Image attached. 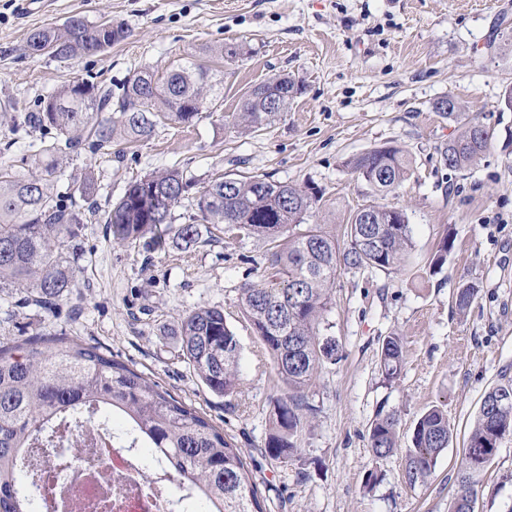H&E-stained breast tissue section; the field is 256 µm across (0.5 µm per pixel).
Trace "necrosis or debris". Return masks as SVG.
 I'll return each instance as SVG.
<instances>
[{
    "label": "necrosis or debris",
    "mask_w": 512,
    "mask_h": 512,
    "mask_svg": "<svg viewBox=\"0 0 512 512\" xmlns=\"http://www.w3.org/2000/svg\"><path fill=\"white\" fill-rule=\"evenodd\" d=\"M79 456L61 448H31L22 466L36 512H176L175 475L158 464L145 477L133 449L112 444L108 425L80 421Z\"/></svg>",
    "instance_id": "obj_1"
}]
</instances>
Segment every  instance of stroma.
Masks as SVG:
<instances>
[{
	"label": "stroma",
	"mask_w": 512,
	"mask_h": 512,
	"mask_svg": "<svg viewBox=\"0 0 512 512\" xmlns=\"http://www.w3.org/2000/svg\"><path fill=\"white\" fill-rule=\"evenodd\" d=\"M75 14L123 20L130 35L77 60L28 54L32 29ZM498 28L512 33V0H42L28 14L17 0H0V104L15 112L34 109L65 81L123 84L143 64L162 73L192 62L223 81L222 119L160 124L139 143L69 162L75 177L93 168L101 211L131 181L170 167L200 187L222 173L265 175L316 191L317 221L338 235L371 199L348 158L393 143L414 160L412 177L386 199L405 211L412 249L396 271L337 273L324 323L336 358L307 391L313 412L288 462L262 452L275 374L237 305L238 288L268 264L265 238H225L189 252L170 241L120 247L106 224H85L75 242L77 286L56 311L18 305V290L0 288V344L62 330L134 365L242 448L266 512H448L482 397L512 382V111L501 102L512 85V42L489 48ZM221 46L235 48L236 58L212 56ZM282 74L298 87L287 111L258 132H241V97ZM446 96L495 134L462 170L441 157L459 130L433 108ZM448 235L446 262L429 273L425 262ZM465 282L479 294L462 313L455 296ZM200 305L223 308L240 338L242 395L213 393L181 357L179 319ZM395 335L405 360L390 382L379 349ZM434 406L453 435L433 476L412 485L404 448ZM380 414L396 418L401 448L376 460L369 428ZM371 471L378 480L370 485ZM476 510L512 512L511 435L480 479Z\"/></svg>",
	"instance_id": "1"
}]
</instances>
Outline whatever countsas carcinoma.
<instances>
[{
  "label": "carcinoma",
  "mask_w": 512,
  "mask_h": 512,
  "mask_svg": "<svg viewBox=\"0 0 512 512\" xmlns=\"http://www.w3.org/2000/svg\"><path fill=\"white\" fill-rule=\"evenodd\" d=\"M129 35L121 20L90 22L72 16L61 25L33 29L26 51L59 59L93 56ZM298 88L288 76L273 77L242 96L238 122L256 131L282 108ZM221 81L203 66L177 64L158 75L148 66L132 72L116 94L103 82H65L44 97L35 111L14 118L15 128L40 131L29 148L41 171H25L27 158L0 166V288L34 293L35 302L50 305L74 286V269L64 257L69 242L83 229L81 212L53 192L65 173L64 159L95 154L112 147L116 135L139 140L151 135L164 119L193 125L203 114L221 107ZM120 113V122L112 113ZM443 150L448 167L465 169L485 153L494 132L469 119ZM372 194L388 196L412 175V162L397 146L386 144L345 162ZM225 176L209 181L195 199L185 222L175 224L172 210L192 186L176 168L149 174L127 185L104 214L112 244H133L146 235L156 241L170 237L184 251L224 236H261L273 243L269 265L258 282L238 289L242 314L273 361L283 393L273 402L272 430L266 443L269 457L284 462L299 451L298 440L313 408L306 391L323 363L336 355V342L321 335L320 325L331 304L330 288L338 269H399L412 248L411 227L403 210L368 204L372 223L346 224L344 242L307 223L318 197L257 176L233 177L234 192L224 195ZM98 190L93 171L84 173L74 192L85 200ZM479 288H458L456 306L466 311ZM184 361L211 391L240 393L242 346L224 309L198 306L180 322ZM404 361V342L389 336L380 348L388 381L396 380ZM512 385H498L483 397L460 462V480L449 512H467L464 501L476 498L485 470L471 454L477 447L494 449L512 433V399L497 401ZM112 417V438L127 440L134 432L144 447L164 460L209 503L224 502L222 512H265L243 452L204 415L176 400L158 382L117 360L100 346L63 332L37 334L12 345H0V512H32L30 498L19 493L25 479L19 460L36 442L69 448L80 443L76 433L54 436L56 421L80 413ZM451 428L438 408L417 420L411 446L405 449L409 483L428 478L440 453L448 447ZM397 420L379 417L370 427L372 454L381 458L398 449Z\"/></svg>",
  "instance_id": "obj_1"
}]
</instances>
